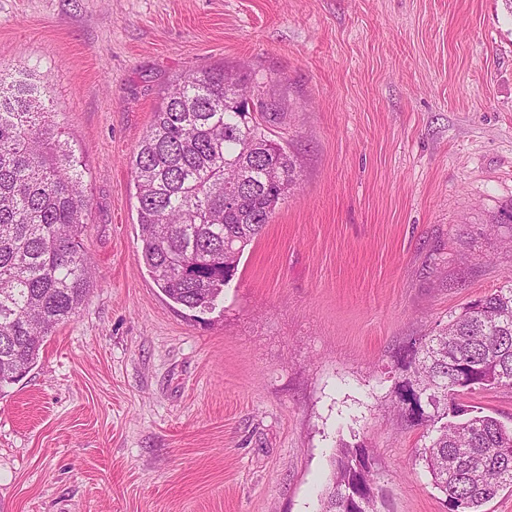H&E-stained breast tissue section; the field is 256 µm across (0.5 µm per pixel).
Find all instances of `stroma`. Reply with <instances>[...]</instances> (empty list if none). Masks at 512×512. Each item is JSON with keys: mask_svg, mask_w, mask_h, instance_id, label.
<instances>
[{"mask_svg": "<svg viewBox=\"0 0 512 512\" xmlns=\"http://www.w3.org/2000/svg\"><path fill=\"white\" fill-rule=\"evenodd\" d=\"M243 69L299 179L202 317L140 259L128 159L167 85ZM47 79L87 167L93 285L0 391V512H322L363 446L379 512H450L413 348L512 284L504 0H0V77ZM512 427V389L461 393Z\"/></svg>", "mask_w": 512, "mask_h": 512, "instance_id": "obj_1", "label": "stroma"}]
</instances>
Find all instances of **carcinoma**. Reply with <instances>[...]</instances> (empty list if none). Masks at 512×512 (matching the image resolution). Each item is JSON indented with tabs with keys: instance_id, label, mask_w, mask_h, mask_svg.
I'll use <instances>...</instances> for the list:
<instances>
[{
	"instance_id": "cac0c4a2",
	"label": "carcinoma",
	"mask_w": 512,
	"mask_h": 512,
	"mask_svg": "<svg viewBox=\"0 0 512 512\" xmlns=\"http://www.w3.org/2000/svg\"><path fill=\"white\" fill-rule=\"evenodd\" d=\"M243 79L222 66L189 69L168 89L129 157L137 188L140 257L174 303L214 307L237 272L245 248L264 231L298 179L287 147L270 139L252 112ZM48 85L0 78V388L19 381L60 324L74 316L91 283L82 243L84 169L54 132ZM479 375L476 390L512 386V286L450 317L414 350L400 389L426 392L441 423L423 448L434 485L449 506L481 507L512 486V429L456 402L462 366ZM357 449L334 458L322 512H347L341 488L374 487L362 512H378V477L357 469Z\"/></svg>"
}]
</instances>
